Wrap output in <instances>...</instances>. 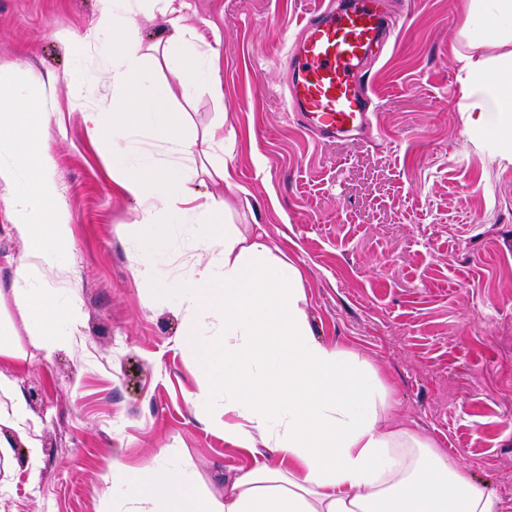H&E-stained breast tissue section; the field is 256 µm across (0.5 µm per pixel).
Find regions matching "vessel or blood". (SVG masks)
Masks as SVG:
<instances>
[{
    "instance_id": "vessel-or-blood-1",
    "label": "vessel or blood",
    "mask_w": 512,
    "mask_h": 512,
    "mask_svg": "<svg viewBox=\"0 0 512 512\" xmlns=\"http://www.w3.org/2000/svg\"><path fill=\"white\" fill-rule=\"evenodd\" d=\"M384 6L385 0H328L301 26L286 98L320 140L351 136L368 121L371 99L359 65L391 35Z\"/></svg>"
}]
</instances>
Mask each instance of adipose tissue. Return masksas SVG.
<instances>
[{"label": "adipose tissue", "mask_w": 512, "mask_h": 512, "mask_svg": "<svg viewBox=\"0 0 512 512\" xmlns=\"http://www.w3.org/2000/svg\"><path fill=\"white\" fill-rule=\"evenodd\" d=\"M184 9L183 0H162L163 35L148 43L139 32L142 4L97 0L93 31L70 42L78 58L90 46H110L112 104L83 118L90 136L111 146L112 173L136 204L127 229L140 249L136 279L154 285V251L172 239V216L190 217L191 234L211 248L207 263L168 284L178 297L181 343L205 378L192 400L225 442L270 449L278 462L243 472L220 499L201 497L191 474L169 462L135 473L118 464L113 493L126 498L125 512H499L464 466L394 420L392 388L379 370L315 338L302 268L275 254L262 227L228 222L223 195L190 189L197 163L222 183L229 173L214 152L224 144L223 123L191 136L187 113L171 109L175 96L221 91L216 55L189 47ZM464 32L471 50L456 60L468 124L506 132L502 156L512 160V0H471ZM486 45L503 52L476 55ZM153 51L168 78L148 68ZM55 84L50 76L30 89L0 87V187L9 192L7 229L24 246L11 291L48 356L83 320L80 306L60 305L45 283L61 274L73 246L46 133ZM136 135L165 142L184 166L149 155L130 162Z\"/></svg>", "instance_id": "ef3b65f1"}]
</instances>
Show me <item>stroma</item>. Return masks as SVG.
I'll list each match as a JSON object with an SVG mask.
<instances>
[{"label": "stroma", "mask_w": 512, "mask_h": 512, "mask_svg": "<svg viewBox=\"0 0 512 512\" xmlns=\"http://www.w3.org/2000/svg\"><path fill=\"white\" fill-rule=\"evenodd\" d=\"M190 39L218 55L224 97L208 90L173 108L189 132L224 123L231 181L251 209L211 181L238 224H262L306 270L315 336L386 372L395 415L464 465L512 512V163L501 136L468 130L455 52L469 0H393L392 41L363 61L376 110L353 139L319 142L286 104L285 59L322 0H187ZM96 0H0V84L55 76L48 126L72 249L61 303L84 319L53 356L38 347L11 292L24 247L5 227L0 188V325L26 355L17 391L36 423L38 467L15 431L0 512H123L112 463L137 471L159 454L192 471L199 493L223 497L242 471L272 462L228 444L190 401L201 382L179 338L175 302L155 303L136 280L125 232L134 204L112 177L109 148L88 134L65 80L69 34L90 31ZM157 257L161 281L189 274L203 246L175 217Z\"/></svg>", "instance_id": "35a3bbf8"}]
</instances>
